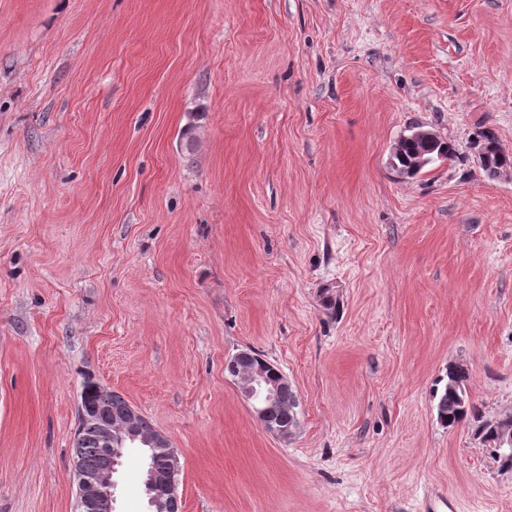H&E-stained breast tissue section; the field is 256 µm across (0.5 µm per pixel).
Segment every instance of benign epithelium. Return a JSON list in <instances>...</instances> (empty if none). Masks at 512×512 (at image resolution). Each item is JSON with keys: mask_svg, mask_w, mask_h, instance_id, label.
Instances as JSON below:
<instances>
[{"mask_svg": "<svg viewBox=\"0 0 512 512\" xmlns=\"http://www.w3.org/2000/svg\"><path fill=\"white\" fill-rule=\"evenodd\" d=\"M403 138L417 139L429 146L439 139L437 133L422 126L410 128L409 134ZM255 356L250 351H239L224 361V369L234 374L241 396L248 401L258 421L263 427L281 437L292 436L298 425L279 426L269 421L267 408L276 403L286 394L293 391L292 384L281 371L272 370V376L254 367ZM138 411L130 407L120 417L100 418L98 409L80 408V418L83 421H94L99 428L105 446L109 448L107 464L97 473L86 471L79 456L73 457V468L77 479V503L79 512H114V488L116 482L114 474L120 464L123 447L129 441L137 439ZM150 449L148 458L163 459L168 467L170 476L169 487L166 493L155 491L154 469L148 466L144 482V493L147 498L148 512H171L173 501L180 500L178 492L179 458L170 440L163 434L154 435L145 441Z\"/></svg>", "mask_w": 512, "mask_h": 512, "instance_id": "7a95c632", "label": "benign epithelium"}]
</instances>
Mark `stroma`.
<instances>
[{
	"instance_id": "stroma-1",
	"label": "stroma",
	"mask_w": 512,
	"mask_h": 512,
	"mask_svg": "<svg viewBox=\"0 0 512 512\" xmlns=\"http://www.w3.org/2000/svg\"><path fill=\"white\" fill-rule=\"evenodd\" d=\"M416 124L455 155L408 177ZM487 127L512 153V0H0V512H77L89 376L176 448L182 512H512L475 433L512 413ZM243 349L292 383V437L225 374ZM452 364L477 416L448 428ZM409 134H404L400 137V139L395 143L393 147V152L397 150L398 143L400 142V156L394 158V163L401 168L403 164L407 163L408 158H412L415 154L419 153L422 150H429L431 157L439 158L438 153H444L445 156L442 158L452 159L455 155L454 148L450 142L439 141L437 145L430 146L435 140L439 139L437 133H435L431 129H426L423 126L419 127H411L409 129ZM417 139L422 144L428 146L425 147L418 142L403 140V139ZM426 155V156H427Z\"/></svg>"
}]
</instances>
